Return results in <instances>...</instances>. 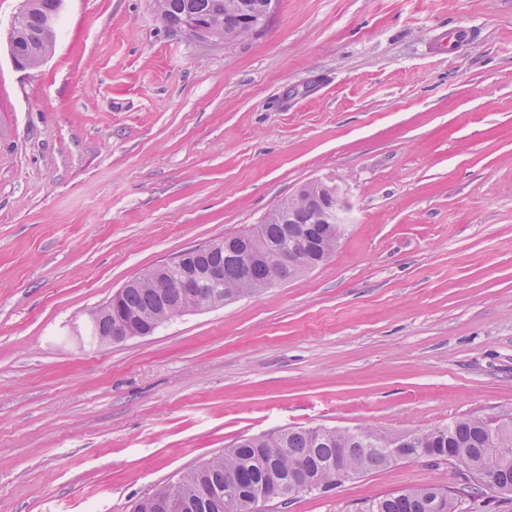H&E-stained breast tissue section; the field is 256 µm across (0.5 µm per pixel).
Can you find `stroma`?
<instances>
[{
    "mask_svg": "<svg viewBox=\"0 0 512 512\" xmlns=\"http://www.w3.org/2000/svg\"><path fill=\"white\" fill-rule=\"evenodd\" d=\"M0 0V512H129L242 437L512 418V0H275L201 43L152 0H65L14 66ZM477 37L448 51L441 32ZM346 200L302 277L112 345L89 310L260 223ZM430 458L260 512L462 487Z\"/></svg>",
    "mask_w": 512,
    "mask_h": 512,
    "instance_id": "1",
    "label": "stroma"
}]
</instances>
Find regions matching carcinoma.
<instances>
[{"label":"carcinoma","instance_id":"cac0c4a2","mask_svg":"<svg viewBox=\"0 0 512 512\" xmlns=\"http://www.w3.org/2000/svg\"><path fill=\"white\" fill-rule=\"evenodd\" d=\"M154 0L157 15L170 28L179 31L189 18L209 24L213 38L245 35L244 19L262 12L265 0ZM57 0H36L26 20L29 30L42 36L45 15L56 11ZM290 225L267 215L250 230L234 235L256 253L277 250L288 256L286 262L270 264L256 259L239 264L230 253L216 251L196 261L200 268L210 263L224 265V287L214 288L201 274L191 282L190 292L200 303L218 307L249 295V287L270 288L294 279L309 270L310 251L290 241ZM177 271L157 267L139 275L133 286L118 294L112 313L102 314L89 326L94 342L103 336H138L185 314V302L174 287ZM427 447L436 449V459L448 457L447 449L459 448L457 467L466 471L471 483L452 494L448 488L429 485L405 493L395 491L371 499L361 512H482V497L489 490L512 495V421L497 418L459 417L446 425L420 431ZM391 435L372 427L355 429L285 428L275 433L241 438L224 452L208 459L201 467L182 473L153 494L141 497L130 512H256L258 501L252 490L261 489L276 499L291 489L293 480L303 477L317 484L332 480L330 465L344 457L351 476L357 478L372 469L395 464L385 451ZM241 488L240 499L231 510L206 511L203 490H222L230 483Z\"/></svg>","mask_w":512,"mask_h":512}]
</instances>
